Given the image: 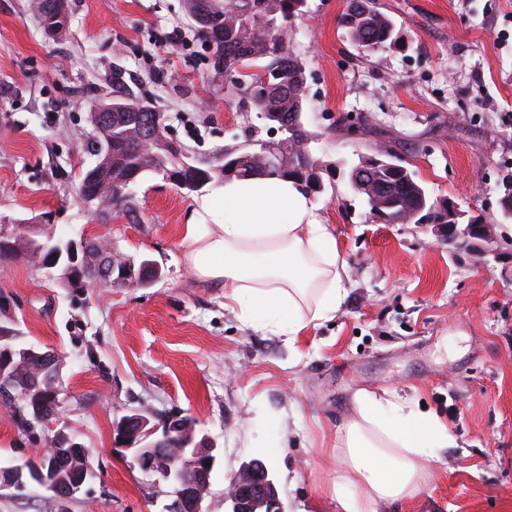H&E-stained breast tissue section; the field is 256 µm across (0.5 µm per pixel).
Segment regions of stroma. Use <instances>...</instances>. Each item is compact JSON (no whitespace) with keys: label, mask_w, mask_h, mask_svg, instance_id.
Listing matches in <instances>:
<instances>
[{"label":"stroma","mask_w":512,"mask_h":512,"mask_svg":"<svg viewBox=\"0 0 512 512\" xmlns=\"http://www.w3.org/2000/svg\"><path fill=\"white\" fill-rule=\"evenodd\" d=\"M27 3L0 0V224L36 238L102 235L162 272L147 288L80 290L23 260L0 265L19 342L58 357L56 425L89 452L67 512H165L170 487L113 443L114 422L134 411L155 424L192 415L213 438L209 512H225V488L255 458L284 512H340L339 430L361 391L425 404L457 442L416 497L379 512H512V218L499 205L512 181V0H376L397 41L375 53L337 25L349 0H306L289 37L305 63L313 153L355 164L387 144L431 200L491 221L493 242L479 256L431 224L376 223L345 178L326 181L311 202L336 237L348 294L292 344L240 323L220 288L189 275L179 232L192 192L144 176L130 188L135 222L78 195L98 136L90 114L116 67L189 160L267 138L225 95L182 0H69L61 39ZM34 446L0 410V467Z\"/></svg>","instance_id":"1"}]
</instances>
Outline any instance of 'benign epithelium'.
<instances>
[{
    "label": "benign epithelium",
    "mask_w": 512,
    "mask_h": 512,
    "mask_svg": "<svg viewBox=\"0 0 512 512\" xmlns=\"http://www.w3.org/2000/svg\"><path fill=\"white\" fill-rule=\"evenodd\" d=\"M438 210L448 216V223L441 228L448 236L461 235L468 249L482 255L492 240V225L480 221L476 224L459 222L461 214L451 200H442L425 214H415L417 223H434L431 212ZM73 248L80 250L87 258L94 253L98 256L96 266L90 268L91 277L99 284L113 287L148 286L161 278V271L152 261L133 263L117 270L108 264L97 243L84 238ZM5 359L0 361V397L26 400L33 408L37 420H43L44 405L59 402V390L47 393L30 383L15 378L9 368L12 362H39L41 372L51 382L58 380L59 366L51 351L35 346L20 345L13 350L6 349ZM198 421L190 415H173L158 426L139 414L126 415L114 424V441L126 450L132 451L133 458L141 470L153 474L171 485L173 500L167 505L169 512H209L205 502L210 494V479L216 463V446L213 440L197 428ZM58 455L73 462L69 478L58 473L52 463L43 462L11 468H0V482L23 488L35 483L49 493L48 499L68 500L79 492L90 474L88 455L85 448L62 430L52 437ZM226 512H283L278 493L268 467L254 460L241 466L224 493Z\"/></svg>",
    "instance_id": "1"
}]
</instances>
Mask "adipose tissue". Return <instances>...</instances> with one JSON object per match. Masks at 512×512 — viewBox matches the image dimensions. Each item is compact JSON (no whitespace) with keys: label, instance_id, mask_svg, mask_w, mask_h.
Returning a JSON list of instances; mask_svg holds the SVG:
<instances>
[{"label":"adipose tissue","instance_id":"obj_1","mask_svg":"<svg viewBox=\"0 0 512 512\" xmlns=\"http://www.w3.org/2000/svg\"><path fill=\"white\" fill-rule=\"evenodd\" d=\"M180 246L197 280L223 288L243 324L287 332L332 319L347 295L346 263L308 196L276 177L235 180L195 199ZM340 446L347 462L334 494L342 512H379L415 497L421 462L452 437L435 415L360 393Z\"/></svg>","mask_w":512,"mask_h":512}]
</instances>
